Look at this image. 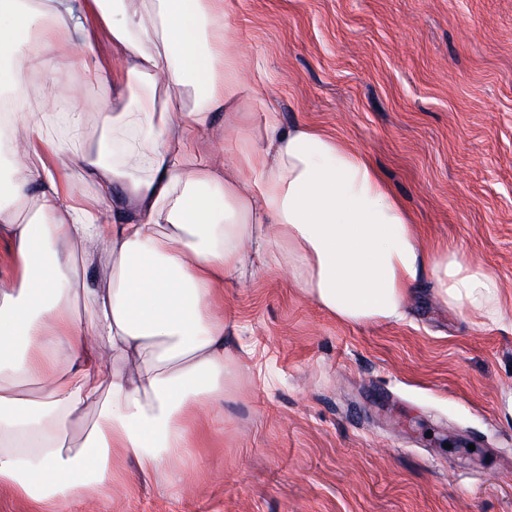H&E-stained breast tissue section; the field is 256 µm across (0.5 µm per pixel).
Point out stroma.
Returning a JSON list of instances; mask_svg holds the SVG:
<instances>
[{
    "label": "stroma",
    "mask_w": 512,
    "mask_h": 512,
    "mask_svg": "<svg viewBox=\"0 0 512 512\" xmlns=\"http://www.w3.org/2000/svg\"><path fill=\"white\" fill-rule=\"evenodd\" d=\"M253 93L367 152L428 245L512 295V0H229ZM233 378L178 484L70 512H512V313L484 326L431 273L398 323H338L287 270L224 292Z\"/></svg>",
    "instance_id": "1"
}]
</instances>
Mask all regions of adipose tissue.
<instances>
[{
    "label": "adipose tissue",
    "mask_w": 512,
    "mask_h": 512,
    "mask_svg": "<svg viewBox=\"0 0 512 512\" xmlns=\"http://www.w3.org/2000/svg\"><path fill=\"white\" fill-rule=\"evenodd\" d=\"M225 19L224 0H0V49L14 55L0 70L13 170L0 207V487L34 506L111 492L128 459L179 479L224 399V290L258 269H288L350 326L401 321L426 270L448 308L486 325L504 315L499 278L428 247L368 153L284 124L274 106L247 112ZM77 67L105 89L87 106L62 92Z\"/></svg>",
    "instance_id": "ef3b65f1"
}]
</instances>
